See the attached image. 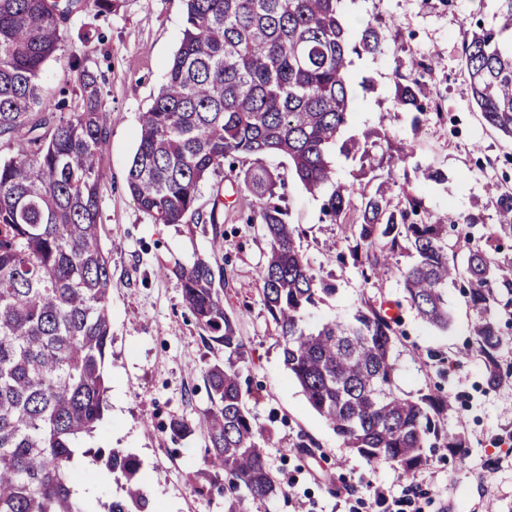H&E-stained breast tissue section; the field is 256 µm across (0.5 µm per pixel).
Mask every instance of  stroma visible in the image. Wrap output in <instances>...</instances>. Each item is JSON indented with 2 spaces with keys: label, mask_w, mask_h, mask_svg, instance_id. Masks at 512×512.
<instances>
[{
  "label": "stroma",
  "mask_w": 512,
  "mask_h": 512,
  "mask_svg": "<svg viewBox=\"0 0 512 512\" xmlns=\"http://www.w3.org/2000/svg\"><path fill=\"white\" fill-rule=\"evenodd\" d=\"M497 9L496 0L340 3L351 36H359L362 22L372 17L391 24L383 53L352 58V114L344 136L384 125L392 142L408 148V188L422 198L426 216L444 214L460 223L481 216V223L470 229L477 238L487 237L497 222L496 199L488 185L512 191V140L488 125L473 102L462 65V24H492ZM91 20V14L72 13L62 49L42 75L45 94L53 95L73 79L70 57H87L101 75L103 108L109 115L108 137L101 146L99 222L112 267L110 407L81 445L119 448L137 456L138 477L154 512H224L221 487L199 496L187 481L204 465V436L175 440L168 430L171 419L192 422L207 407L203 371L220 356L203 345L172 272L175 265L212 257V233L192 223H153L126 187L138 145L139 114L165 81L182 39L185 5L183 0H119L116 11L99 23L106 35L99 46L77 38L78 29ZM411 57L431 63L432 74L420 83L430 109L442 114L418 130L412 127V113L393 105L396 68ZM264 163L287 183V220L301 230L299 251L315 275L336 288L307 311L305 326L345 318L367 303L402 302L404 333L397 336L392 352L396 387L413 397H447L449 407L438 427L458 435L465 450L427 449V464L409 475L393 463H370L344 447L283 365L258 281L267 240L260 225L243 220L254 199L243 186L242 172L224 170L202 185L198 205L206 209L214 196L224 199V299L239 317L240 334L251 354L242 384L250 391L248 407L281 487L273 498H245V512H512V295L499 292L495 307L504 344L499 352L501 378L492 384L473 348V315L459 286L445 290L451 316L447 330L424 323L403 302L400 271L409 265V257H395L389 272L379 276L338 262L337 254L348 246V224L333 223L324 215V192L309 193L294 180L286 157L272 154ZM430 166L442 169L447 181L424 182L422 171ZM304 441L314 443V455L299 451ZM76 472L77 484L88 488V502L107 503L119 492L111 473L92 457L82 458Z\"/></svg>",
  "instance_id": "stroma-1"
}]
</instances>
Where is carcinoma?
Here are the masks:
<instances>
[{
  "instance_id": "obj_1",
  "label": "carcinoma",
  "mask_w": 512,
  "mask_h": 512,
  "mask_svg": "<svg viewBox=\"0 0 512 512\" xmlns=\"http://www.w3.org/2000/svg\"><path fill=\"white\" fill-rule=\"evenodd\" d=\"M341 0H185V28L166 80L140 115V133L126 183L156 224L210 225L222 244L223 201L209 212L197 205L210 174L243 166L244 186L257 209L248 223L262 226L269 256L259 272L264 306L278 334L289 374L345 447L369 462L389 460L411 473L437 443L461 447L435 417L447 410L439 396L416 398L394 388L392 350L400 317L384 306L359 308L315 330L307 309L334 292L316 280L295 245L286 217L283 179L263 165L288 157L294 178L313 192L329 182L328 152L359 158L377 171L371 146L340 140L348 124L350 56L382 51L388 25L367 20L351 38ZM114 0H0V139L17 146L0 160V512H89L73 494L78 453L94 454L120 484L107 512H152L138 480L140 462L119 448L104 454L77 443L91 435L107 410L105 363L112 347L108 297L112 268L99 219L108 135L102 90L87 59L72 56V87L58 100L43 96L45 63L63 42L62 23L76 11L112 14ZM464 69L486 122L512 139V0H499L496 23L466 30ZM404 67L413 79L399 85L395 103L428 117L419 103L422 60ZM393 169L372 191L338 186L323 204L336 222L352 220L354 263L388 270L404 254L406 300L429 325L448 328L444 289L459 282L473 312L475 351L491 381L498 380L500 331L491 313L494 289L512 294V264L491 253L492 237L475 244L460 233L464 265L448 254V216L426 222L422 200L405 195L391 205ZM497 196L498 230L512 235V192ZM182 303L206 333L204 345L224 361L204 370L210 406L190 424L174 418L173 437L198 431L208 440L204 468L191 478L202 495L224 482L225 512H243L240 489L258 499L278 494L254 420L246 408L242 373L250 362L239 319L224 307L223 267L196 259L174 270Z\"/></svg>"
}]
</instances>
